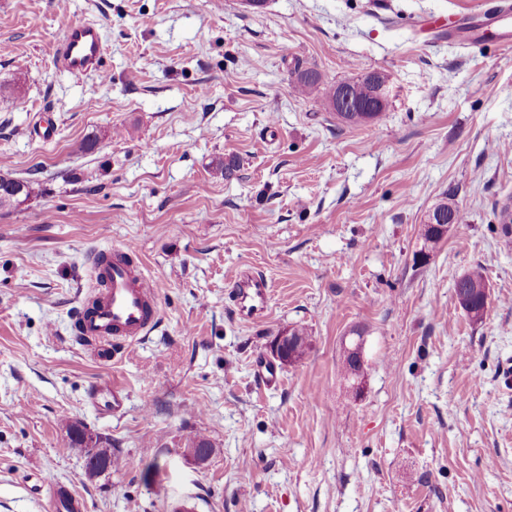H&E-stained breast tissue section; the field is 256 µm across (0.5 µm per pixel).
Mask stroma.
<instances>
[{
  "label": "stroma",
  "instance_id": "obj_1",
  "mask_svg": "<svg viewBox=\"0 0 512 512\" xmlns=\"http://www.w3.org/2000/svg\"><path fill=\"white\" fill-rule=\"evenodd\" d=\"M510 3L0 0V176L40 188L0 208V512H54L61 489L82 512H512V43L446 27ZM78 21L102 31L103 74L53 64ZM297 63L321 77L302 96ZM374 71L380 120L325 106ZM445 199L464 221L416 261ZM126 243L159 323L103 360L73 323L93 258ZM247 267L273 283L250 323L227 294ZM473 271L479 321L452 288ZM294 328L305 356L274 364ZM358 336L355 383L339 358ZM112 385L105 413L91 393ZM72 423L109 441L110 471L89 477Z\"/></svg>",
  "mask_w": 512,
  "mask_h": 512
}]
</instances>
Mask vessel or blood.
Returning <instances> with one entry per match:
<instances>
[{
	"mask_svg": "<svg viewBox=\"0 0 512 512\" xmlns=\"http://www.w3.org/2000/svg\"><path fill=\"white\" fill-rule=\"evenodd\" d=\"M450 32L472 34L495 31L501 40L512 39V8L485 18L472 28L452 24ZM105 52L100 28L93 23L70 24L57 43L53 59L57 66L73 75L100 72ZM135 248L125 245L113 250L110 258L95 265L103 286L96 295L94 313L81 316L78 333L82 340L96 344L102 359L112 357L115 346H126L145 338L158 321L154 287L147 276L134 266ZM271 295V284L261 273L244 271L229 282V296L236 316L252 322L261 318Z\"/></svg>",
	"mask_w": 512,
	"mask_h": 512,
	"instance_id": "obj_1",
	"label": "vessel or blood"
}]
</instances>
